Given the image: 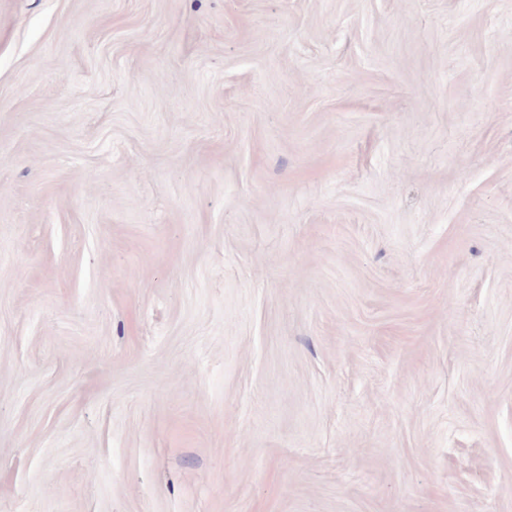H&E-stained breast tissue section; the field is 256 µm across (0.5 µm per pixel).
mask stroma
<instances>
[{
    "mask_svg": "<svg viewBox=\"0 0 512 512\" xmlns=\"http://www.w3.org/2000/svg\"><path fill=\"white\" fill-rule=\"evenodd\" d=\"M0 512H512V0H0Z\"/></svg>",
    "mask_w": 512,
    "mask_h": 512,
    "instance_id": "1",
    "label": "stroma"
}]
</instances>
